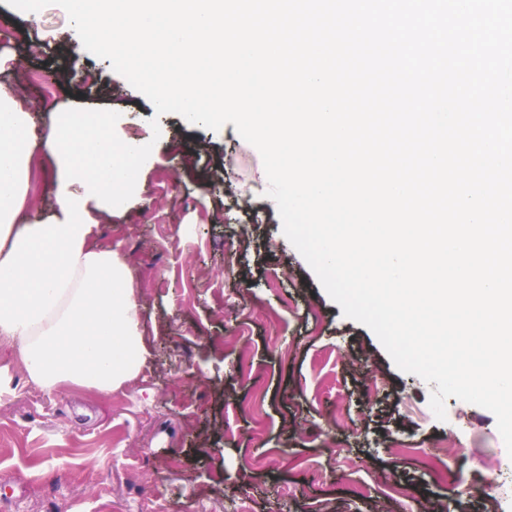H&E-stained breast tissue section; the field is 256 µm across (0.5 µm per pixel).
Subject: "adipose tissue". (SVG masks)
Segmentation results:
<instances>
[{"mask_svg": "<svg viewBox=\"0 0 512 512\" xmlns=\"http://www.w3.org/2000/svg\"><path fill=\"white\" fill-rule=\"evenodd\" d=\"M32 126L28 104L0 82V339L41 388L109 394L137 376L146 351L124 266L91 240L101 216L123 209L133 164L152 147L113 140L108 112H71L18 148ZM46 155L57 163L56 204L31 216V172Z\"/></svg>", "mask_w": 512, "mask_h": 512, "instance_id": "obj_1", "label": "adipose tissue"}]
</instances>
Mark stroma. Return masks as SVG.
Wrapping results in <instances>:
<instances>
[{
  "label": "stroma",
  "mask_w": 512,
  "mask_h": 512,
  "mask_svg": "<svg viewBox=\"0 0 512 512\" xmlns=\"http://www.w3.org/2000/svg\"><path fill=\"white\" fill-rule=\"evenodd\" d=\"M19 77L34 137L80 107L155 143L92 238L129 272L148 361L109 395L49 392L0 340V512H512L495 416L451 397L438 421L431 384L343 316L233 124L156 115L64 9L0 0V81Z\"/></svg>",
  "instance_id": "35a3bbf8"
}]
</instances>
